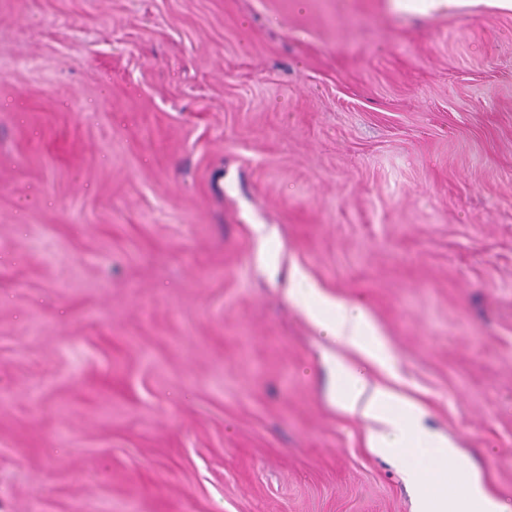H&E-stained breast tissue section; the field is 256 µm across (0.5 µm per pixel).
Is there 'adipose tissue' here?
Returning <instances> with one entry per match:
<instances>
[{"label":"adipose tissue","instance_id":"1","mask_svg":"<svg viewBox=\"0 0 512 512\" xmlns=\"http://www.w3.org/2000/svg\"><path fill=\"white\" fill-rule=\"evenodd\" d=\"M399 12L427 14L485 5L512 11V0H388ZM304 308L313 324L363 354L368 362L383 365L389 360L385 343L368 315L357 306L317 295ZM331 390L337 407L376 423L367 440L378 453L401 454L410 483L419 485L415 512H512L492 497L468 465L447 468L445 461L456 450L437 434L419 424L421 408L383 386H369L363 371L337 361L333 364ZM432 458L429 471H422L424 458Z\"/></svg>","mask_w":512,"mask_h":512}]
</instances>
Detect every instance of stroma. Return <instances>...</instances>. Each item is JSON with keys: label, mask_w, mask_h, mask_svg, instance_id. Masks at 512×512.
I'll return each mask as SVG.
<instances>
[{"label": "stroma", "mask_w": 512, "mask_h": 512, "mask_svg": "<svg viewBox=\"0 0 512 512\" xmlns=\"http://www.w3.org/2000/svg\"><path fill=\"white\" fill-rule=\"evenodd\" d=\"M292 287L512 504V13L0 0V512H413ZM302 303L310 320L325 335L356 349L368 362L385 365L389 361L385 343L360 307L319 294L311 301L302 300Z\"/></svg>", "instance_id": "1"}]
</instances>
